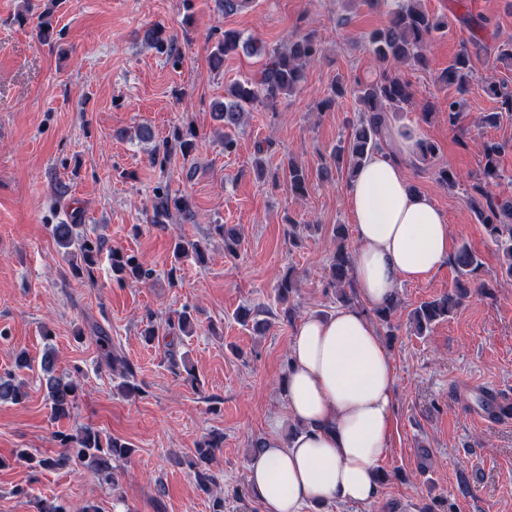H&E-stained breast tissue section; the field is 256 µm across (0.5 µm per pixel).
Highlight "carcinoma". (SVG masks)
<instances>
[{
	"label": "carcinoma",
	"mask_w": 512,
	"mask_h": 512,
	"mask_svg": "<svg viewBox=\"0 0 512 512\" xmlns=\"http://www.w3.org/2000/svg\"><path fill=\"white\" fill-rule=\"evenodd\" d=\"M420 2L421 0H404L386 26L363 37V43L378 63L379 75L370 82L357 83L352 89L360 103L362 115L353 137L340 143L336 155V158L346 163L350 178L355 177L360 166L379 150L381 143L394 140L389 114L402 112L412 104L413 86L410 81L396 73V70L408 62L422 68L427 67V44L434 33L445 28V23L432 18L422 9ZM36 31L43 42L54 39L51 11L47 10L40 15ZM146 40L161 54L173 51V40L163 36L161 29L148 30ZM239 46V34L230 30L224 31V38L218 41L211 53L214 66L222 65L224 56L237 51ZM321 53V44L315 36L303 35L282 51L274 49L266 53V62L258 76L233 83L229 90L231 101L214 106L215 119L224 123V151L235 150L236 140L231 131L241 125L247 108L257 102L273 105L282 96L294 92L304 78V67L320 58ZM477 55L478 52L464 46L448 64V68L437 77V83L445 88H455L460 95L465 94L470 80L475 76L474 57ZM488 90L497 99L499 111L486 113L484 121L495 125L503 117L512 115V87L502 82L489 86ZM196 138V132L190 127L185 130L175 128L171 137L155 148L153 160H167L174 147L179 149L183 157H189L196 150ZM502 150L503 145L498 142L483 144L482 177L471 185V196L476 202L479 219L488 237L502 250L504 274L512 279V199L503 201L492 192V188L502 180L499 168ZM288 185L295 194L304 195L308 192L304 171L293 164L288 165ZM174 211L187 219L193 217L188 198L171 197L165 193L156 195L152 203L151 224L161 229L166 228ZM74 229L73 224H56L53 226L54 239L59 247L65 249L74 274H85L91 279L93 268L103 249V242L98 237L78 236ZM216 230L224 236L225 253L230 256L237 255L241 245V237L237 231L224 224L216 225ZM336 234L341 243L337 246L330 264V279L338 292L339 301L349 303L356 297L351 278L353 252L344 243L348 237L346 228L337 226ZM189 254L194 255L199 262L205 260L204 247L200 242L179 239L174 243L175 258ZM111 257L112 271L120 283L127 279H147L151 275L134 255L113 250ZM453 264L459 277L455 291L422 303L411 314L419 335L447 317L463 300L468 291L467 283L478 272L482 262L476 252L463 245L455 253ZM294 288L295 281L289 274L276 284V300L284 305L282 313L289 320L295 318L294 309L287 305ZM398 307V296L394 293L388 301L374 308V314L390 329L392 317ZM193 328L194 319L186 308L175 312V315L165 321V330L173 337L190 336ZM98 343L101 360L112 369L120 371L126 378L133 375V369L126 359L112 349L110 337L101 335ZM56 366L55 351L48 345L41 356L40 370L45 381L51 415L59 420L70 415L76 405L78 389L74 381H66L56 375ZM26 396L24 383L15 375L8 373L0 376V404H19ZM58 440L61 450L54 456L38 460V466L56 470L80 462L104 479L114 480V462L126 460L133 453L129 443L114 437L104 441L98 431L89 425L80 426L68 433L61 432ZM221 444L220 437L203 440L195 449V456L190 462L197 490L211 502L210 512H224V493L218 489L217 478L211 469L215 451Z\"/></svg>",
	"instance_id": "cac0c4a2"
}]
</instances>
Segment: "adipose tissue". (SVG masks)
Wrapping results in <instances>:
<instances>
[{
    "instance_id": "ef3b65f1",
    "label": "adipose tissue",
    "mask_w": 512,
    "mask_h": 512,
    "mask_svg": "<svg viewBox=\"0 0 512 512\" xmlns=\"http://www.w3.org/2000/svg\"><path fill=\"white\" fill-rule=\"evenodd\" d=\"M374 153L348 185L358 247L353 285L363 304L382 303L401 282L427 279L449 257L444 214L412 192L401 155ZM362 304V306H363ZM362 306L302 319L290 347L287 413L250 463L248 483L264 512H308L378 498V464L393 422L394 367Z\"/></svg>"
}]
</instances>
